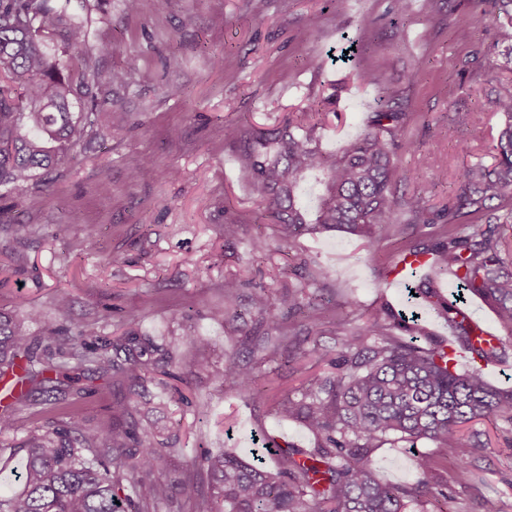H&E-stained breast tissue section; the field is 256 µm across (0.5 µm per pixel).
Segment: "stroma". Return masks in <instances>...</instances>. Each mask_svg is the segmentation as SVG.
I'll return each mask as SVG.
<instances>
[{"mask_svg": "<svg viewBox=\"0 0 512 512\" xmlns=\"http://www.w3.org/2000/svg\"><path fill=\"white\" fill-rule=\"evenodd\" d=\"M389 8L390 0H348L343 11L333 0H141L139 12L130 14L125 0H100L88 14L85 50L103 70L127 71L128 85L117 99L126 125L78 151L76 160L41 172L32 186L0 184V206L28 226L19 241L0 230V268L13 269L0 286V309L22 303L34 309L27 329L37 339L57 322L56 296L68 294L71 331L92 325L102 345L126 328L134 307L140 333L202 336L216 366L240 342L229 325L210 316L224 303L228 273L276 293L295 285L303 267H328L323 297L336 305L339 322L325 324L320 343L326 347L335 345L338 327L356 328L385 304L402 309L406 290L388 287L387 280L421 226L371 252L353 237L328 232L253 256L246 238L257 231L259 209L240 147L224 139L225 122L278 125L334 89L336 115L319 131L325 152H340L355 139L376 98L390 95L408 114L405 138L420 151L439 154L452 170L484 158L500 118L486 110L488 90L479 75L491 64L512 75V39L471 0H433L403 19ZM104 36L114 43L112 55L96 51ZM349 48L354 55L346 62ZM171 56L178 66H165ZM217 56L223 69L211 65ZM358 70L377 73L379 83L353 82ZM172 83L181 84V97L166 95ZM174 126L182 131L176 142L167 136ZM143 162L148 175L132 178ZM102 182L110 194L97 193ZM59 224L68 225L66 237H56ZM89 224L99 227L93 242L86 238ZM228 224L245 225V235L225 240ZM67 389L88 427L110 416L114 399L129 395L98 380ZM183 391L189 405L165 415L179 435L166 472L170 482L190 474L208 489L207 470L196 461L201 451L245 457L265 434L298 448L316 444L302 424L278 421L269 405L216 391L206 375L190 376ZM200 399L208 406L199 412L194 403ZM468 429L483 443L471 458L472 480L454 483L451 465H443L410 512H481L484 498L497 493L512 504V426L483 419ZM434 449L429 441L412 445L391 437L371 456L384 481L408 485L418 479L416 456Z\"/></svg>", "mask_w": 512, "mask_h": 512, "instance_id": "35a3bbf8", "label": "stroma"}]
</instances>
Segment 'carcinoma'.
<instances>
[{"mask_svg": "<svg viewBox=\"0 0 512 512\" xmlns=\"http://www.w3.org/2000/svg\"><path fill=\"white\" fill-rule=\"evenodd\" d=\"M72 0H0V182L18 187L33 181L40 170L51 169L70 152L108 132L123 130L116 118L98 109L70 112V99L93 87L121 88L127 73L104 72L84 58L85 31L74 22ZM502 29L512 28V0H474ZM63 33L66 48L81 58L63 65L47 50L46 39ZM483 82L499 85L487 109L501 117L490 147L491 163H473L447 173L431 152L419 151L402 137L407 113L394 98L381 95L371 123L342 154L324 152L316 130L319 123L288 120L273 129L248 130L224 125L225 139L243 144L252 194L267 217L275 239L292 245L306 232L336 231L363 241L368 250L400 233L410 224H436L448 217L439 234L412 242L404 254L427 256L433 277L416 280L409 289L427 303L428 312L454 329L458 348L471 355L470 368L457 369L455 356L439 341L421 343L422 315L396 313L383 306L352 330L338 333L335 347L311 339L312 328L291 319L307 308L324 310L318 292L326 288L330 271L319 267L293 287L273 296L262 288L250 296L251 326L239 325L237 312L242 281L224 277V306L211 318L233 324L243 336L246 354L224 356L214 368L199 360L222 392L271 403L281 421H298L316 438L314 448H294L263 438V448L277 457L269 470L264 457L253 453L200 455L210 478V493H199L190 477L172 484L160 477L169 465L170 447L177 436L149 418L151 401H116L112 419L94 428L81 424L76 406L64 407L63 421L31 430L22 441L21 489L0 497V512H182L180 501H191L195 512H407L421 495L424 478L439 461L454 463L453 480L467 484L473 473L468 458L477 445L464 427L492 419L512 425V388L493 389L478 366L501 358V346H484L476 328L459 317L440 294L438 280L451 274L457 281L456 301L476 296L489 303L499 326L512 339V243L497 229L512 222V81L496 68L482 73ZM405 153L419 155L420 165L435 180L451 178L450 200L440 210L429 205L427 190L397 196L410 175L400 167ZM323 176L315 222L302 213V182L309 173ZM31 312H0V378L12 382V403L0 413V438L15 432L13 411L26 407L37 394L58 391L62 371L70 360L92 376L121 382L133 393L149 383L167 385L164 378L187 382L169 367L178 363L185 346H200L201 337L184 334L168 339L140 334L132 328L138 310L128 311V328L112 340V354L79 351L91 328L76 335L50 328L36 341L23 330ZM311 347H305V344ZM296 345L303 358L330 371L306 379L300 394L270 398L265 365L287 366L294 360L288 347ZM394 436L414 443L428 440L440 453L417 456L421 481L413 487L383 481L371 450ZM93 459L84 457V452Z\"/></svg>", "mask_w": 512, "mask_h": 512, "instance_id": "cac0c4a2", "label": "carcinoma"}]
</instances>
